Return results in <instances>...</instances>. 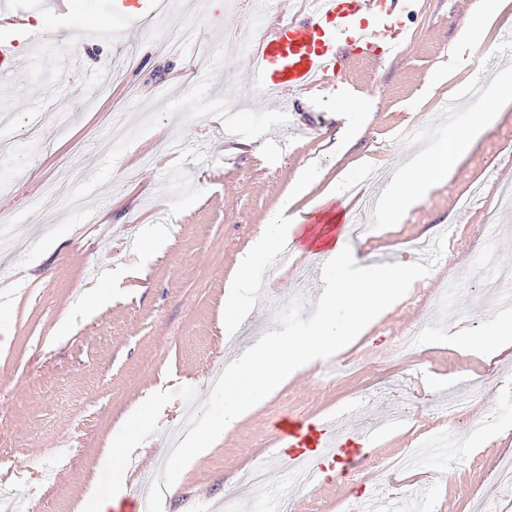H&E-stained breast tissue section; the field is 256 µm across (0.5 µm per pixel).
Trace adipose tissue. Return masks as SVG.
Listing matches in <instances>:
<instances>
[{"label":"adipose tissue","instance_id":"adipose-tissue-1","mask_svg":"<svg viewBox=\"0 0 512 512\" xmlns=\"http://www.w3.org/2000/svg\"><path fill=\"white\" fill-rule=\"evenodd\" d=\"M491 98L482 112L465 125H452L445 139L432 151L416 156L398 169L394 181L380 196V213L371 224L370 233H377L384 225L398 224L436 184L451 180L470 147L478 142L500 118L504 109L512 106V72L502 71L490 86ZM312 209L289 214L287 209L277 211L266 224L262 235L241 255L238 281L249 280L256 268L258 256L275 251L286 234L312 223Z\"/></svg>","mask_w":512,"mask_h":512}]
</instances>
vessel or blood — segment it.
Here are the masks:
<instances>
[{
    "mask_svg": "<svg viewBox=\"0 0 512 512\" xmlns=\"http://www.w3.org/2000/svg\"><path fill=\"white\" fill-rule=\"evenodd\" d=\"M299 21L267 16L265 33L245 50L251 77L266 92L284 95L296 89H325L349 94L343 73L351 63L381 61L407 37L408 19L416 13V0H308ZM158 13L156 0H112V15L103 24L80 30L85 40H109L129 33L131 20ZM29 12L11 0L0 6V79L10 77L22 45H34L38 34L29 32ZM277 438L285 445L289 462L307 465L314 486L330 472L350 471L368 454L373 439L369 428H356L335 436L328 421L304 426L291 417L281 422Z\"/></svg>",
    "mask_w": 512,
    "mask_h": 512,
    "instance_id": "vessel-or-blood-1",
    "label": "vessel or blood"
}]
</instances>
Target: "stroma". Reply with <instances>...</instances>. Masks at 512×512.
<instances>
[{"label": "stroma", "instance_id": "obj_1", "mask_svg": "<svg viewBox=\"0 0 512 512\" xmlns=\"http://www.w3.org/2000/svg\"><path fill=\"white\" fill-rule=\"evenodd\" d=\"M477 0H419L409 35L378 65H354V106L341 113L337 97L295 91V111H280L249 77L238 76L226 96V30L251 22L250 0L213 12L205 0H174L164 18L138 23L121 68L93 106L83 94L97 71L108 70L116 48L78 42V27L108 18L112 0H70L56 21L50 5L38 14L51 37L42 57L20 58L16 82L0 84V212L16 213L27 243L0 242V484L25 499L28 512H80L89 488L112 495V512L162 468L170 430L185 405L201 407L211 375L278 326L292 301V277H310L304 316L321 294V263L309 254L274 252L258 259L240 291L244 313L224 325V294L238 258L289 194L300 171L316 176L295 209L321 201L337 179L355 183L352 209L378 199L394 172L442 138L455 114L441 102L459 99V111H482L512 54L476 78L482 51L512 30V2L487 20ZM183 33L168 37L170 29ZM62 100L64 128L42 123L44 96ZM458 111V112H459ZM428 127L427 138L405 140L404 128ZM153 164H143V156ZM81 164L89 178L60 181V170ZM512 183V108L479 140L453 179L431 190L401 224L359 245L361 266L391 264L413 255V243L436 227H453L447 251L427 278L339 356L313 366L269 394L190 463L171 487L163 512H238L258 505L242 490L240 471L266 466V482L288 512H340L357 492L352 476L318 489L287 483L277 423L295 415L334 419L348 407L379 420L405 408L402 421L382 429L373 446L392 458L427 451L435 437L453 433L462 445L449 459L434 458L397 472L383 494L401 512H489L512 501V484L495 476L499 456L512 454V348L485 359L460 353L449 336H492L512 307L482 295L485 273L512 265V214L486 221L496 206L495 185ZM82 207L64 211L71 195ZM166 229V242L147 249ZM455 320L431 312L432 292L459 271ZM419 330L414 347L399 335ZM151 373H142L144 363ZM486 426L449 427L436 414L445 400ZM119 439L140 442L139 471L116 486L104 448Z\"/></svg>", "mask_w": 512, "mask_h": 512}]
</instances>
